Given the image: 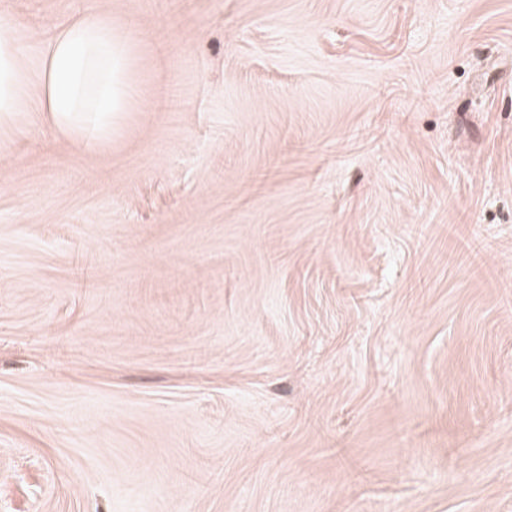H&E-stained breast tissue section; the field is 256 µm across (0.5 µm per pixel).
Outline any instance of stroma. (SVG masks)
Masks as SVG:
<instances>
[{"label": "stroma", "instance_id": "obj_1", "mask_svg": "<svg viewBox=\"0 0 512 512\" xmlns=\"http://www.w3.org/2000/svg\"><path fill=\"white\" fill-rule=\"evenodd\" d=\"M110 13L88 150L0 131V512H512V0Z\"/></svg>", "mask_w": 512, "mask_h": 512}]
</instances>
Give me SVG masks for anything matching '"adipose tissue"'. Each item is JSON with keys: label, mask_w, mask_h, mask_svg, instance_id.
I'll return each mask as SVG.
<instances>
[{"label": "adipose tissue", "mask_w": 512, "mask_h": 512, "mask_svg": "<svg viewBox=\"0 0 512 512\" xmlns=\"http://www.w3.org/2000/svg\"><path fill=\"white\" fill-rule=\"evenodd\" d=\"M20 43L14 23L0 21V127L32 114L85 147L109 141L135 93L130 36L109 14L85 12L57 28L35 66Z\"/></svg>", "instance_id": "adipose-tissue-1"}]
</instances>
